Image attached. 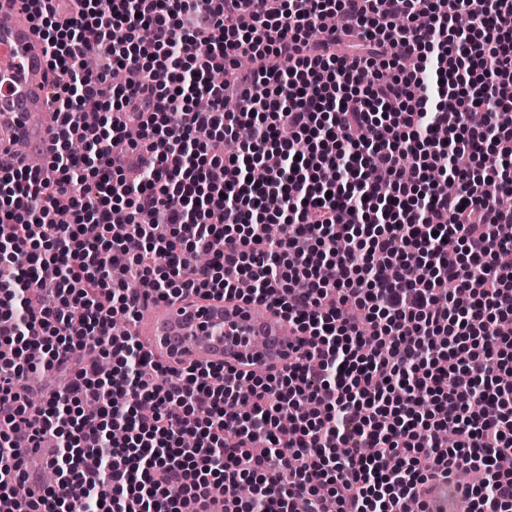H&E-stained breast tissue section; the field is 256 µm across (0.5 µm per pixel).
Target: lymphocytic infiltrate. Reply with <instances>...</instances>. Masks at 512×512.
<instances>
[{
    "mask_svg": "<svg viewBox=\"0 0 512 512\" xmlns=\"http://www.w3.org/2000/svg\"><path fill=\"white\" fill-rule=\"evenodd\" d=\"M41 2L54 146L41 167L0 166L6 512H185L218 484L227 512H429L440 474L469 512H512V337L493 335L512 317V207L483 191L512 193V0ZM125 142L133 184L115 174ZM486 153L503 169L453 166ZM270 154L280 166L249 179ZM190 289L273 303L305 352L234 376L113 335L140 298ZM96 348L111 366L86 362ZM38 355L69 381L34 403L17 381ZM49 436L55 482L14 498Z\"/></svg>",
    "mask_w": 512,
    "mask_h": 512,
    "instance_id": "obj_1",
    "label": "lymphocytic infiltrate"
}]
</instances>
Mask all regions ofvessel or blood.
<instances>
[{
	"label": "vessel or blood",
	"mask_w": 512,
	"mask_h": 512,
	"mask_svg": "<svg viewBox=\"0 0 512 512\" xmlns=\"http://www.w3.org/2000/svg\"><path fill=\"white\" fill-rule=\"evenodd\" d=\"M33 0H0V164L47 157L57 127L52 71L35 27ZM145 344L166 365H217L241 373L281 371L305 346L277 306L188 293L143 303Z\"/></svg>",
	"instance_id": "b4317fda"
}]
</instances>
